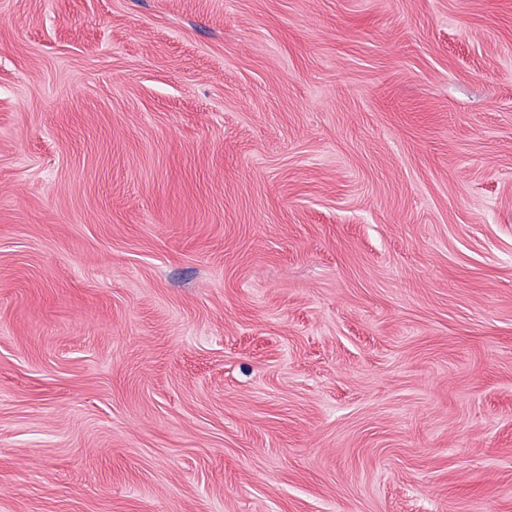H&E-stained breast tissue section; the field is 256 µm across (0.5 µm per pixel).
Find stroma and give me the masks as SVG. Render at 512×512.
Listing matches in <instances>:
<instances>
[{"mask_svg":"<svg viewBox=\"0 0 512 512\" xmlns=\"http://www.w3.org/2000/svg\"><path fill=\"white\" fill-rule=\"evenodd\" d=\"M0 512H512V0H0Z\"/></svg>","mask_w":512,"mask_h":512,"instance_id":"1","label":"stroma"}]
</instances>
